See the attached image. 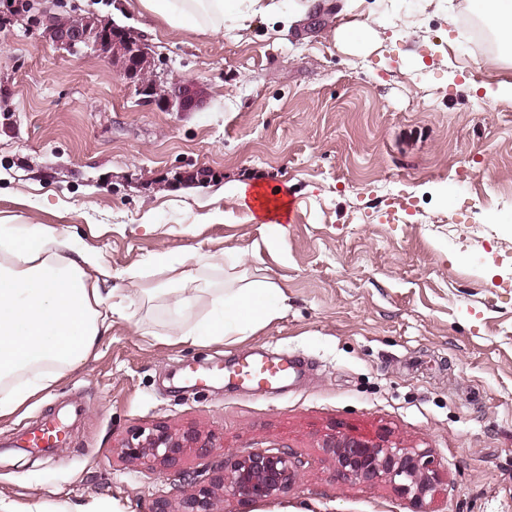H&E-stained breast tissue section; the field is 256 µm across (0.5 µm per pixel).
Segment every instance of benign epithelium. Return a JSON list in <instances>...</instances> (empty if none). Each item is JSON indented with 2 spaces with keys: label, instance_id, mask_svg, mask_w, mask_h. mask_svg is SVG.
<instances>
[{
  "label": "benign epithelium",
  "instance_id": "1",
  "mask_svg": "<svg viewBox=\"0 0 512 512\" xmlns=\"http://www.w3.org/2000/svg\"><path fill=\"white\" fill-rule=\"evenodd\" d=\"M48 37L59 48L74 54L110 57L120 66L128 84L141 100L170 112H191L199 104L200 90L193 81L161 78L146 44L96 20L75 16L53 18L46 27ZM321 447L336 465L344 481L363 484L387 483L409 502L413 512H429L428 502L442 491L444 467L426 448L391 443L380 434L357 431L330 433ZM124 457L147 468L175 467L185 456H210L215 438L196 430L175 431L158 423L131 431L123 440ZM300 471L290 452L270 453L261 449L240 450L216 466L210 478L183 477V497L178 510L164 496L157 497L150 512H213L214 490L241 505L268 501L287 493Z\"/></svg>",
  "mask_w": 512,
  "mask_h": 512
}]
</instances>
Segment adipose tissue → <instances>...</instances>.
<instances>
[{"instance_id":"ef3b65f1","label":"adipose tissue","mask_w":512,"mask_h":512,"mask_svg":"<svg viewBox=\"0 0 512 512\" xmlns=\"http://www.w3.org/2000/svg\"><path fill=\"white\" fill-rule=\"evenodd\" d=\"M174 28L215 36L238 11L236 0H138ZM110 272L92 249L41 225H0V417L83 366L113 319L128 316L130 297L109 287ZM280 292L266 279L227 284L200 323L174 320L180 342L244 336L280 314Z\"/></svg>"}]
</instances>
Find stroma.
Returning a JSON list of instances; mask_svg holds the SVG:
<instances>
[{"label": "stroma", "instance_id": "stroma-1", "mask_svg": "<svg viewBox=\"0 0 512 512\" xmlns=\"http://www.w3.org/2000/svg\"><path fill=\"white\" fill-rule=\"evenodd\" d=\"M134 31L156 69L207 92L194 112L142 105L118 68L76 57L40 23L0 27V225H45L136 288L88 366L0 418L11 512H149L182 475L244 448L288 450L300 478L250 512H409L385 483L341 480L321 447L354 429L431 449L448 471L434 512H512V54L473 48L467 0H318L294 24L256 15L216 37L126 0H44ZM367 22L372 43L336 44ZM279 189L291 218L253 220L225 188ZM220 254V267L199 265ZM211 294L238 278L284 293L280 317L221 343L171 337L175 272ZM254 351L305 361L280 390L216 371ZM66 445L15 433L46 418ZM163 422L218 443L149 470L129 430Z\"/></svg>", "mask_w": 512, "mask_h": 512}]
</instances>
